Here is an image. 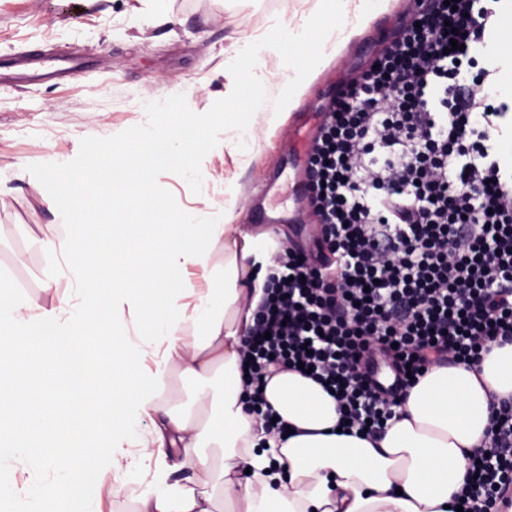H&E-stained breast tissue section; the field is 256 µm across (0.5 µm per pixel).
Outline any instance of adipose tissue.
Returning <instances> with one entry per match:
<instances>
[{"label":"adipose tissue","mask_w":512,"mask_h":512,"mask_svg":"<svg viewBox=\"0 0 512 512\" xmlns=\"http://www.w3.org/2000/svg\"><path fill=\"white\" fill-rule=\"evenodd\" d=\"M390 7L314 0L306 20L234 32L224 51V102L239 110L224 149L240 155L255 137L243 78L262 53H284L282 110L293 111L315 65L337 57L358 27ZM182 96L177 89L143 104L136 135L91 145L87 163L59 173L43 196L60 221L41 245L64 261L47 276L65 275L74 293L45 306L16 300L0 284V470L19 460L41 475L31 495L42 512H71L69 488L96 483L104 457H127L135 425L148 420L138 459L151 481L139 512H213L215 485L224 512H446L463 486L467 454L485 440L492 396L512 398V344L492 346L474 367L431 368L376 441L336 432L335 399L300 373L279 372L263 396L294 434L268 433L245 411L240 350L273 264L272 249L259 242L285 233L242 232L231 179L223 221L205 200L175 210L163 203L160 173L197 176L196 151L215 141L210 118L180 112ZM106 207L117 223L101 222ZM174 367L188 377L223 371L218 418L160 404ZM211 446L222 449L220 462L202 455ZM177 462L198 472L193 485L171 481Z\"/></svg>","instance_id":"1"}]
</instances>
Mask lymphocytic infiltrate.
Instances as JSON below:
<instances>
[{"instance_id": "obj_1", "label": "lymphocytic infiltrate", "mask_w": 512, "mask_h": 512, "mask_svg": "<svg viewBox=\"0 0 512 512\" xmlns=\"http://www.w3.org/2000/svg\"><path fill=\"white\" fill-rule=\"evenodd\" d=\"M496 17L488 0H426L330 103L307 191L332 260L277 252L243 352L248 385L273 367L310 368L339 428L374 438L432 366L512 342V174L489 146L505 114L489 101L492 71H472ZM376 349L397 390L366 374ZM490 425L455 497L463 512L512 506L511 400Z\"/></svg>"}]
</instances>
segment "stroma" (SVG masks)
<instances>
[{"label":"stroma","mask_w":512,"mask_h":512,"mask_svg":"<svg viewBox=\"0 0 512 512\" xmlns=\"http://www.w3.org/2000/svg\"><path fill=\"white\" fill-rule=\"evenodd\" d=\"M308 0H0V282L17 298L50 303L73 289L66 277L47 281L40 228L55 216L40 203L54 190L58 166L82 167L89 143H109L141 121L140 105L183 87L182 112L209 115L224 92L226 38L237 30L261 33L280 18L309 11ZM417 0H396L329 64L320 66L299 105L278 120L282 59L260 61L263 81L249 102L264 147L244 169L225 152H203L198 183L176 175L160 179L167 206L195 205L207 196L224 205V180L235 177L243 230L258 234L280 225L289 245L316 251L320 224L303 192L307 145L325 105L362 71L405 22ZM76 58L73 82L38 78L40 65ZM147 484L135 470L120 492L109 477L75 487L73 512H137Z\"/></svg>","instance_id":"35a3bbf8"}]
</instances>
